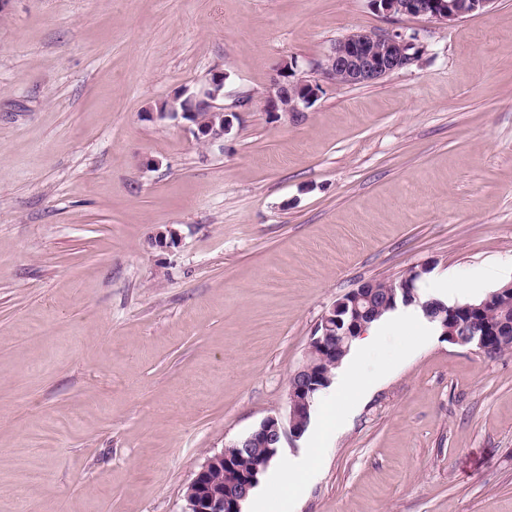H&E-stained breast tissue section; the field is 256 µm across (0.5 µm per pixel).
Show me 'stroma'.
<instances>
[{
    "label": "stroma",
    "mask_w": 512,
    "mask_h": 512,
    "mask_svg": "<svg viewBox=\"0 0 512 512\" xmlns=\"http://www.w3.org/2000/svg\"><path fill=\"white\" fill-rule=\"evenodd\" d=\"M416 30L411 68L325 84L299 122L282 63ZM224 70L223 143L150 105ZM173 226L178 245L155 246ZM429 263L422 296L512 282V0L452 24L369 0H10L0 13V512H183L206 456L285 413L316 324ZM469 282L467 291L457 281ZM350 350L337 425L242 512H512V352L423 316ZM312 460L298 461L289 460L281 461L279 468V478L277 485L288 496L296 491L297 485L304 475L311 469Z\"/></svg>",
    "instance_id": "1"
}]
</instances>
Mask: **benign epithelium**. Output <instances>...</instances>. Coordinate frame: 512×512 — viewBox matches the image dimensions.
<instances>
[{"instance_id":"obj_1","label":"benign epithelium","mask_w":512,"mask_h":512,"mask_svg":"<svg viewBox=\"0 0 512 512\" xmlns=\"http://www.w3.org/2000/svg\"><path fill=\"white\" fill-rule=\"evenodd\" d=\"M495 0H370L372 7L389 17H422L450 24L464 16L484 11ZM420 46L418 34L404 30H356L338 40L319 67L321 78L310 80L296 74L293 63L279 68L276 78L265 96L266 111L275 117L285 116L296 120L323 92V84L342 79L346 85L373 83L392 73L410 68L418 62ZM226 74L212 70L209 77L195 91L183 89L162 100L165 110L146 111L152 121L175 119L197 141L212 144L230 130L232 120L224 111V86ZM203 103L211 107V116L205 123L196 117V106ZM372 309L371 295L361 286L336 301L322 316L311 338L305 360L291 374L288 382L286 413L265 418L260 425L244 437L231 442L234 448L243 449L244 455L233 457L220 450L209 455L187 485L184 512H242V502L258 484L259 469H246L242 463L254 448H263L268 457L275 456L286 438L300 439L307 430L310 418L305 416L313 404L314 393L331 385L332 377L324 368H317L313 358L322 353L336 356V342L350 341L367 328ZM448 342L487 350L486 337L497 336L512 343V320H502L494 327H486L479 334L460 336L455 327L444 329ZM232 468L239 473L240 482L215 495L209 489L212 472Z\"/></svg>"}]
</instances>
